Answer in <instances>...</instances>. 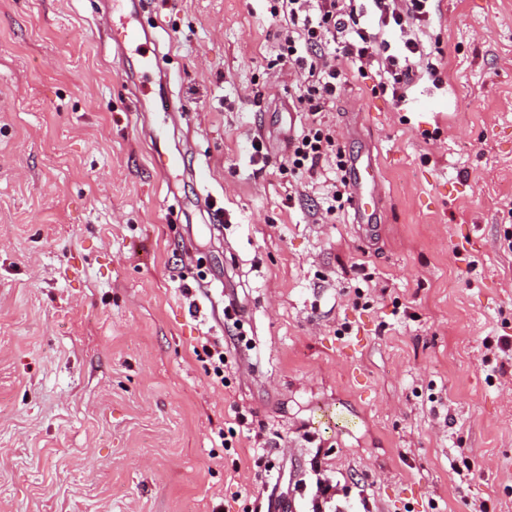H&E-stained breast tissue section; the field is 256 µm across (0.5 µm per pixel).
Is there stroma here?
I'll use <instances>...</instances> for the list:
<instances>
[{"mask_svg": "<svg viewBox=\"0 0 512 512\" xmlns=\"http://www.w3.org/2000/svg\"><path fill=\"white\" fill-rule=\"evenodd\" d=\"M150 3L177 112L136 111L106 0H0V512H512V0H437L441 86L326 105L371 242L320 218L335 159L276 166L305 116L264 0ZM351 174L357 184H370L375 188L376 165L370 156L355 157L350 163ZM367 197L355 194L353 209L355 210L356 224H360L367 232H373L377 227V209L379 202L376 193H369ZM201 351L195 347L194 351L196 356L201 358V352L205 355L209 367L207 371L212 379L217 384H223L224 382V363L226 359H222L224 356V346L217 340L211 341L208 337H203V341L200 343Z\"/></svg>", "mask_w": 512, "mask_h": 512, "instance_id": "35a3bbf8", "label": "stroma"}]
</instances>
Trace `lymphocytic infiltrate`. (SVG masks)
I'll use <instances>...</instances> for the list:
<instances>
[{
    "mask_svg": "<svg viewBox=\"0 0 512 512\" xmlns=\"http://www.w3.org/2000/svg\"><path fill=\"white\" fill-rule=\"evenodd\" d=\"M271 20L280 25L278 59L299 78L297 97L306 125L294 138L279 168L314 177L336 141L322 120L346 72L374 71L376 91L404 101L422 74L439 77L426 61L422 28L433 20L434 0H268ZM399 37L392 51L387 33Z\"/></svg>",
    "mask_w": 512,
    "mask_h": 512,
    "instance_id": "lymphocytic-infiltrate-1",
    "label": "lymphocytic infiltrate"
}]
</instances>
